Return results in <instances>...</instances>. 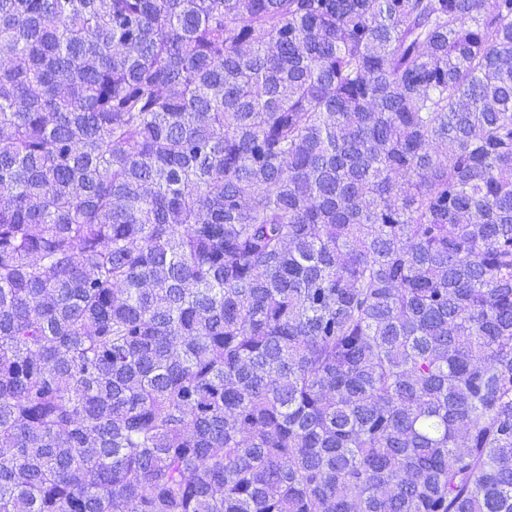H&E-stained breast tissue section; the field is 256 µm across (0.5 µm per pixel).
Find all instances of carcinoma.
Returning <instances> with one entry per match:
<instances>
[{"label":"carcinoma","instance_id":"cac0c4a2","mask_svg":"<svg viewBox=\"0 0 512 512\" xmlns=\"http://www.w3.org/2000/svg\"><path fill=\"white\" fill-rule=\"evenodd\" d=\"M0 512H512V0H0Z\"/></svg>","mask_w":512,"mask_h":512}]
</instances>
